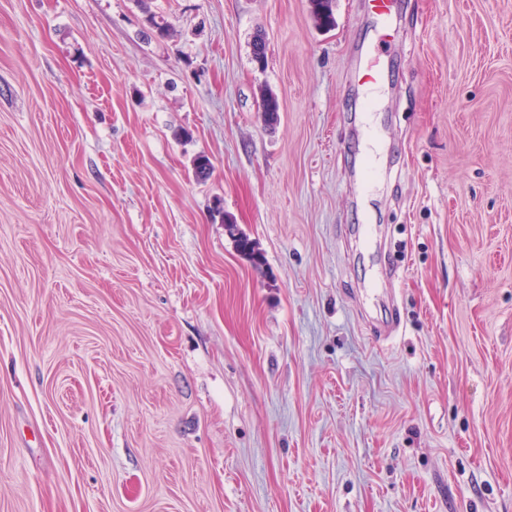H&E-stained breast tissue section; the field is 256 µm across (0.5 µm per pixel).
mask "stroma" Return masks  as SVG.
Here are the masks:
<instances>
[{
  "instance_id": "35a3bbf8",
  "label": "stroma",
  "mask_w": 512,
  "mask_h": 512,
  "mask_svg": "<svg viewBox=\"0 0 512 512\" xmlns=\"http://www.w3.org/2000/svg\"><path fill=\"white\" fill-rule=\"evenodd\" d=\"M334 15L0 0V512H512V0ZM367 8L381 24L379 41L384 42L390 36L391 21L395 7V0H367ZM376 47H371L365 54L357 72V81L365 87V92L371 95L375 87L383 81L384 73L374 59ZM222 223H224V229L226 228L229 235L233 238L237 250L253 262H259L261 257L256 251L254 243L239 231L237 224L234 223L231 216L222 214Z\"/></svg>"
}]
</instances>
